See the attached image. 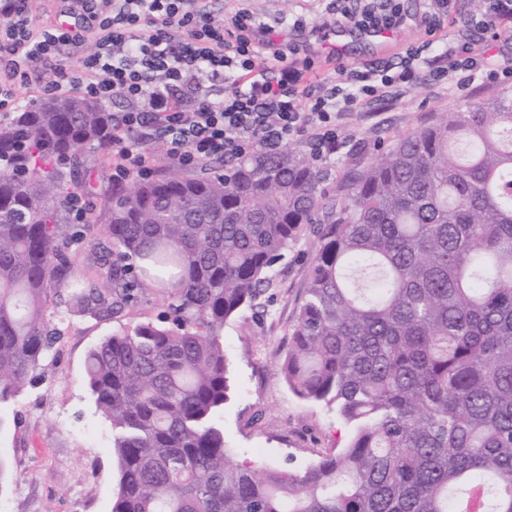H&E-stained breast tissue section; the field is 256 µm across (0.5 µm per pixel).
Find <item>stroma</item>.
<instances>
[{"mask_svg": "<svg viewBox=\"0 0 512 512\" xmlns=\"http://www.w3.org/2000/svg\"><path fill=\"white\" fill-rule=\"evenodd\" d=\"M259 20L274 25L287 18L317 24L332 0H247ZM411 22L388 32L384 43L352 40L343 47L345 64L398 62L420 37L414 17L423 0H401ZM478 55L490 58L501 74L457 89L454 82L413 86L397 98L364 101L340 121L341 148L320 164L327 194L340 193L349 171L441 113L465 106L472 98L512 93V48L476 30L466 33ZM90 185L81 192L85 206L103 207L116 188L112 158L84 156ZM316 242L305 228L272 273V285L260 307L244 308L224 325L230 398L224 406V440L237 462L301 470L330 450L345 447L350 429L325 403L298 398L280 372L292 326L304 297L310 252ZM154 299L129 307L119 319L96 320L62 314L48 304L58 337L47 350L34 379L0 403V459L7 464L0 487V512H111L117 479L112 430L89 398L85 361L102 339L122 327L153 318L161 309Z\"/></svg>", "mask_w": 512, "mask_h": 512, "instance_id": "stroma-1", "label": "stroma"}]
</instances>
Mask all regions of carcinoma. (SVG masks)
Here are the masks:
<instances>
[{
    "label": "carcinoma",
    "mask_w": 512,
    "mask_h": 512,
    "mask_svg": "<svg viewBox=\"0 0 512 512\" xmlns=\"http://www.w3.org/2000/svg\"><path fill=\"white\" fill-rule=\"evenodd\" d=\"M85 102L0 122V400L58 336L48 293L96 319L158 296L155 319L86 360L112 428V512H470L475 495L512 512V95L400 138L338 200L290 146L203 173L173 163L72 224L83 154L112 144L114 115ZM307 224L318 243L280 371L350 441L303 470L236 463L218 419L224 323L259 305Z\"/></svg>",
    "instance_id": "obj_1"
}]
</instances>
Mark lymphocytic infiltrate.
<instances>
[{
    "instance_id": "1",
    "label": "lymphocytic infiltrate",
    "mask_w": 512,
    "mask_h": 512,
    "mask_svg": "<svg viewBox=\"0 0 512 512\" xmlns=\"http://www.w3.org/2000/svg\"><path fill=\"white\" fill-rule=\"evenodd\" d=\"M451 0H425L424 36H434L450 16ZM30 0H0V115L20 105L38 64L58 59L63 47L93 39L79 69L59 68L49 94L78 91L100 102L119 98L126 110L112 125V174L122 181L149 178L151 149L180 166H205L259 149L277 151L308 137L315 158L340 148L336 121L364 98L417 83L473 78L478 60L470 41L445 46L443 65L430 66L423 49H406L397 64L341 68L339 83L313 90L311 76L335 55L313 51L315 29L295 19L298 36L279 38L274 26L239 9L216 24L206 0H65L71 27H38ZM398 0H353L325 18L365 32L403 27ZM464 27L512 40V0H488V9L461 21Z\"/></svg>"
}]
</instances>
